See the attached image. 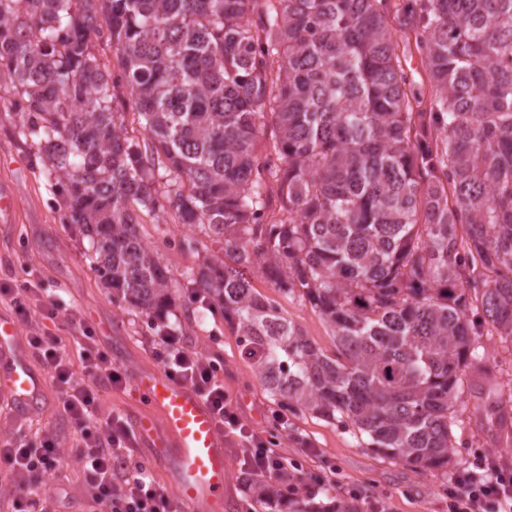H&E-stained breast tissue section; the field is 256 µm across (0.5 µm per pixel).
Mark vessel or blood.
I'll return each mask as SVG.
<instances>
[{
    "label": "vessel or blood",
    "mask_w": 512,
    "mask_h": 512,
    "mask_svg": "<svg viewBox=\"0 0 512 512\" xmlns=\"http://www.w3.org/2000/svg\"><path fill=\"white\" fill-rule=\"evenodd\" d=\"M43 376L19 344V327L0 314V395L20 411L36 405ZM135 390L158 411V419H137L138 433L150 442V465L173 475L179 512H224L229 482L224 434L212 409L190 386L162 371L141 372Z\"/></svg>",
    "instance_id": "1"
}]
</instances>
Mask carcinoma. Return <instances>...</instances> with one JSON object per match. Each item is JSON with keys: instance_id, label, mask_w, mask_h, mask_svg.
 Here are the masks:
<instances>
[{"instance_id": "obj_1", "label": "carcinoma", "mask_w": 512, "mask_h": 512, "mask_svg": "<svg viewBox=\"0 0 512 512\" xmlns=\"http://www.w3.org/2000/svg\"><path fill=\"white\" fill-rule=\"evenodd\" d=\"M103 23L118 77L89 43ZM2 67L114 301L158 319L174 300L136 213L163 171L181 223L224 251L188 271V301L236 325L262 384L447 474L474 318L512 338V0H0ZM121 85L150 146L125 135ZM262 119L279 165L256 155ZM256 265L334 350L260 295ZM252 499L322 512L271 477ZM397 40L400 45L398 48V53L400 54L403 68L407 72L410 80L413 82L412 88H414L416 92H422L424 94L425 100L428 101L430 85L428 82V76L425 71V64L422 62L421 55L418 52H412L411 55L405 53L406 61H404V58L401 56L403 45L398 38ZM252 284L258 292L273 299L282 314L299 326L304 334L324 351L334 349L331 330L318 310L314 309L307 300L297 294L285 295L280 293L258 267L254 269Z\"/></svg>"}]
</instances>
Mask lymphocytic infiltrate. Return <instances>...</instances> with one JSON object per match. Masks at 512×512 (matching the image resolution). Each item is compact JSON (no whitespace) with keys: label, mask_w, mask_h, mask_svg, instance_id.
<instances>
[{"label":"lymphocytic infiltrate","mask_w":512,"mask_h":512,"mask_svg":"<svg viewBox=\"0 0 512 512\" xmlns=\"http://www.w3.org/2000/svg\"><path fill=\"white\" fill-rule=\"evenodd\" d=\"M28 345L55 379L64 412L80 431L76 458L91 490L95 512H177L172 496L154 482L145 466L129 465L126 451L132 431L128 422L113 414L104 424L89 423L102 392L125 382L124 371L113 365L93 330L84 329L79 338L86 373L82 379L70 371L57 337L35 334L29 336ZM154 357L171 379L190 385L209 404L225 433L239 438L243 474L274 477L291 492L302 489L313 495L319 491L320 481L300 470H288L284 458L270 448L261 433L245 428L227 401L218 366L179 345L170 333L162 336ZM61 455L60 437L54 432L45 433L36 448L21 444L0 448V461L24 489L22 512H57L55 497L31 490L29 483L40 474L55 475ZM452 484L450 512H512V474L489 463L457 472Z\"/></svg>","instance_id":"1"}]
</instances>
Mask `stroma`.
Wrapping results in <instances>:
<instances>
[{"label":"stroma","instance_id":"obj_1","mask_svg":"<svg viewBox=\"0 0 512 512\" xmlns=\"http://www.w3.org/2000/svg\"><path fill=\"white\" fill-rule=\"evenodd\" d=\"M15 99L11 85L1 82L0 191L10 195L11 205L0 211V289L29 288L33 307L54 305L55 317L36 313L30 323L20 324V334L27 337L38 331L60 337L61 350L76 376L84 374L77 338L86 327L94 330L113 363L123 368L125 385L103 394L96 419L118 414L131 422L153 415L134 383L140 371L156 368L153 346L158 331L166 328L185 348L221 364L224 390L244 424L267 431L278 451L308 474L330 479V486L317 494V503L349 502L355 512H374L378 507L383 512H448V491L440 474L378 455L365 448L359 432L273 396L256 377L232 324L221 313L199 308L187 312L188 270L203 258L221 255L222 249L199 230L181 224L175 209L138 210L141 237L167 270L176 292L169 312L153 322L140 310L114 302L91 268L89 239L77 225L63 223L65 207L54 194V180L37 159L35 146L19 133ZM252 284L318 347L333 350L329 326L307 300L280 293L258 269ZM480 352L493 373L485 376L473 368L467 372L448 470L471 467L479 456L491 455L502 470L512 473V417L498 425L496 407L497 391L512 388V343L485 335ZM49 430L62 438L60 470L33 488L58 495L60 512H90L84 477L70 453L79 432L68 422L52 378H45L32 412H16L8 399L0 397V445L36 447ZM299 435L313 442L316 454L300 448L295 441ZM354 492L361 493V500L351 501Z\"/></svg>","mask_w":512,"mask_h":512}]
</instances>
